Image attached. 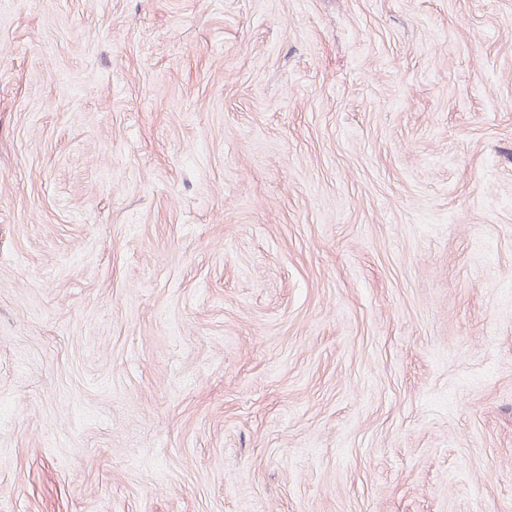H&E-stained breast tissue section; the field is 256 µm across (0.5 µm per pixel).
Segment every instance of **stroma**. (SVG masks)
<instances>
[{
	"mask_svg": "<svg viewBox=\"0 0 512 512\" xmlns=\"http://www.w3.org/2000/svg\"><path fill=\"white\" fill-rule=\"evenodd\" d=\"M0 512H512V0H0Z\"/></svg>",
	"mask_w": 512,
	"mask_h": 512,
	"instance_id": "1",
	"label": "stroma"
}]
</instances>
